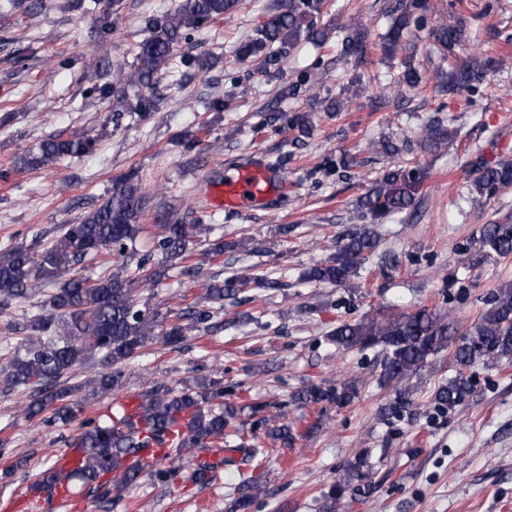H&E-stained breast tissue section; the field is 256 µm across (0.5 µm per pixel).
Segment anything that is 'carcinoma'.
Wrapping results in <instances>:
<instances>
[{
  "label": "carcinoma",
  "instance_id": "1",
  "mask_svg": "<svg viewBox=\"0 0 512 512\" xmlns=\"http://www.w3.org/2000/svg\"><path fill=\"white\" fill-rule=\"evenodd\" d=\"M321 3L322 0H284L241 46L240 55L261 59L269 74L278 72L288 50L301 39L315 45L326 40L327 32L314 22ZM237 7L238 0H181L174 13L148 20L149 37L137 44L133 67L128 72L119 69L115 73L112 89L118 99L124 102L134 97L136 104L130 111L140 117L153 111L158 76L172 59L182 31L199 27L214 14H231ZM423 8L422 0H396V17L384 46L386 55L396 62L399 83L408 87L419 86L422 77L413 64V56L398 55L403 50L404 31L412 27L428 30V37L449 54L464 42V31L459 26H428ZM362 29L363 22L358 20L343 38L344 57L357 64L364 61L366 53ZM506 62L505 57L485 59L474 53L458 57L449 74L451 87L472 90L486 71ZM270 122L280 131L295 132L294 144L299 147L312 134L311 122L302 112H278ZM457 136L458 130L438 120L421 129L419 143L425 150L436 152L447 149ZM93 146L91 138L79 133L65 139L48 138L20 156L16 166L20 170L41 168L65 156L88 153ZM467 168L472 185L482 195H492L499 188L512 185L511 160L491 165L477 156L467 162ZM426 180L427 172L419 162L397 164L369 182L357 201V209L375 222L407 211L419 202ZM144 208L141 184L125 175L117 180L112 195L101 206L65 225L46 246L39 249L21 244L0 249V301H20L38 284L54 286L46 306L27 320V336L0 365V387L6 392H28L29 401L23 411L28 420L40 426L50 428L80 421V433L72 447L83 450L81 465L67 474L50 467L46 470V484L77 480L87 493L109 501L122 497L145 479L169 483L178 478L179 469L163 466L173 456L189 459L193 468L186 479L204 484L224 464L222 459L216 463L201 460V454L210 448H245L258 457L265 454V449L257 446L262 437L275 446L293 448L302 434L280 409L294 405L322 414L351 404L359 395L354 379L323 380L291 394L288 401L277 406L278 412L272 413L267 402H232L235 386L224 385L221 370L219 378H202L179 388L146 379V389L130 396V405L136 410L135 421L120 410L107 419L85 415V398L79 395V388L61 383L84 361L96 358L101 365L91 381L92 394L117 396L125 388L126 367L149 345L159 343L178 351L194 331L208 332L254 320L251 313L242 312L223 325L214 321L224 300L237 304L253 301L244 295L245 282L234 277L203 284L198 302L173 315L160 316L138 297L137 283L150 288L164 280L174 278L179 282L194 275L188 225L166 214L156 217L154 247L161 255L157 268L145 271L143 259L131 265L138 255ZM476 243L492 260L511 255L512 218L483 225ZM378 245L374 225L360 224L342 237L334 255L309 267L303 280L359 288L360 271ZM239 250H247L246 242H225L219 237L209 248L215 257ZM102 252L111 254L116 262L95 278L82 275L80 265ZM327 340L360 352L382 347L379 381L389 388L386 403L377 410V420L382 423L416 418L420 403L413 379L432 359L454 347L455 374L435 388L430 400L436 411L447 413L463 405L471 394V370L475 366L512 364V281L502 282L492 290L487 308L461 335L452 310L424 305L410 310L379 308L358 319L345 320L329 332ZM245 411L246 426L236 423ZM147 448H159L162 453L147 462ZM233 492L241 493L233 504L241 512L265 495L259 478L241 471L237 472ZM346 494L353 500L371 494L369 456L365 452L348 465L322 512H335L336 499Z\"/></svg>",
  "mask_w": 512,
  "mask_h": 512
}]
</instances>
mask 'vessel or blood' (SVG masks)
Listing matches in <instances>:
<instances>
[{
    "instance_id": "vessel-or-blood-1",
    "label": "vessel or blood",
    "mask_w": 512,
    "mask_h": 512,
    "mask_svg": "<svg viewBox=\"0 0 512 512\" xmlns=\"http://www.w3.org/2000/svg\"><path fill=\"white\" fill-rule=\"evenodd\" d=\"M282 186V181L272 179L264 168L248 165L238 169L235 175L213 183L207 198L216 211L224 208L248 211Z\"/></svg>"
}]
</instances>
